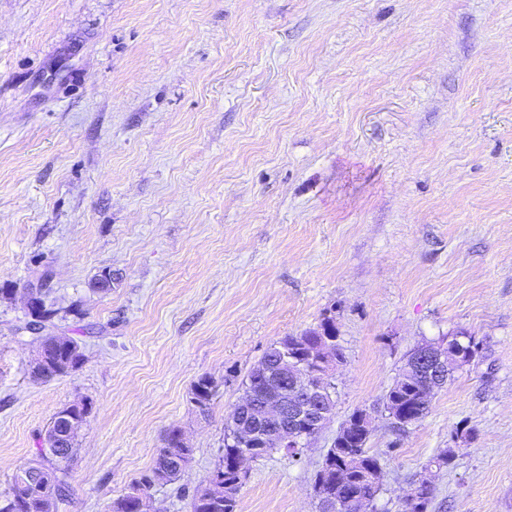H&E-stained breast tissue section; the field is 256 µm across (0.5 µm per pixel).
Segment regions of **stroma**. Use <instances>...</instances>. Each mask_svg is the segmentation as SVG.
Listing matches in <instances>:
<instances>
[{
  "label": "stroma",
  "mask_w": 512,
  "mask_h": 512,
  "mask_svg": "<svg viewBox=\"0 0 512 512\" xmlns=\"http://www.w3.org/2000/svg\"><path fill=\"white\" fill-rule=\"evenodd\" d=\"M38 285L83 354L49 381ZM326 318L334 414L250 463L239 512H316L358 409L376 512L423 474L427 512H512V0H0V501L84 399L58 512H108L174 427L194 453L152 510L191 512L249 369ZM459 334L476 356L393 428L406 355Z\"/></svg>",
  "instance_id": "1"
}]
</instances>
